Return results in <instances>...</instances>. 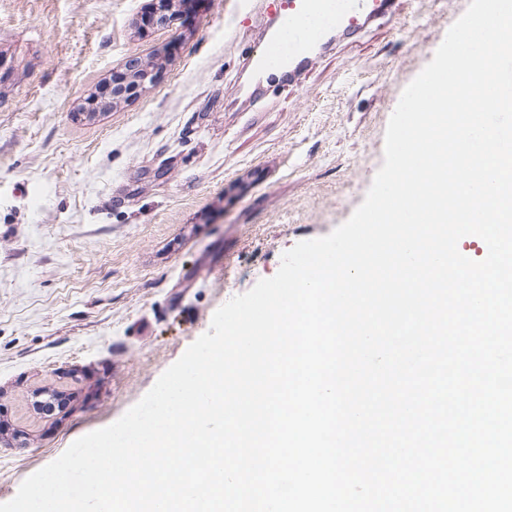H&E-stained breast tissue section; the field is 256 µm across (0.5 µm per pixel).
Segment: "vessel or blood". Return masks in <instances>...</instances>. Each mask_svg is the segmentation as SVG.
Returning <instances> with one entry per match:
<instances>
[{
  "mask_svg": "<svg viewBox=\"0 0 512 512\" xmlns=\"http://www.w3.org/2000/svg\"><path fill=\"white\" fill-rule=\"evenodd\" d=\"M398 0H281L277 23L249 58L251 93L273 80L300 79L326 46L396 10Z\"/></svg>",
  "mask_w": 512,
  "mask_h": 512,
  "instance_id": "1",
  "label": "vessel or blood"
}]
</instances>
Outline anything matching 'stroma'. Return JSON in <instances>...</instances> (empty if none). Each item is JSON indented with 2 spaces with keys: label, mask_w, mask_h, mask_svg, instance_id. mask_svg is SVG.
Here are the masks:
<instances>
[{
  "label": "stroma",
  "mask_w": 512,
  "mask_h": 512,
  "mask_svg": "<svg viewBox=\"0 0 512 512\" xmlns=\"http://www.w3.org/2000/svg\"><path fill=\"white\" fill-rule=\"evenodd\" d=\"M233 2L142 33L151 0H0V503L350 218L404 88L469 5L406 0L251 101L261 22ZM132 56L163 60L160 82L76 118Z\"/></svg>",
  "instance_id": "1"
}]
</instances>
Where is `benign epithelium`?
I'll list each match as a JSON object with an SVG mask.
<instances>
[{"mask_svg":"<svg viewBox=\"0 0 512 512\" xmlns=\"http://www.w3.org/2000/svg\"><path fill=\"white\" fill-rule=\"evenodd\" d=\"M194 0H152L150 10L141 19L142 30L166 26L176 15L189 13ZM159 64L142 61H126L123 70L112 73V79L104 86L91 91L76 109L78 116L92 120L120 102L149 91L160 79Z\"/></svg>","mask_w":512,"mask_h":512,"instance_id":"1","label":"benign epithelium"}]
</instances>
